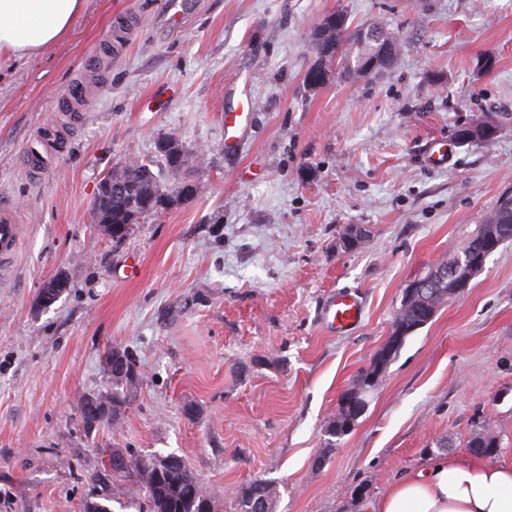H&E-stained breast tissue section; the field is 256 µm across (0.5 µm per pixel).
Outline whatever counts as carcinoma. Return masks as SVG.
I'll use <instances>...</instances> for the list:
<instances>
[{
    "instance_id": "obj_1",
    "label": "carcinoma",
    "mask_w": 512,
    "mask_h": 512,
    "mask_svg": "<svg viewBox=\"0 0 512 512\" xmlns=\"http://www.w3.org/2000/svg\"><path fill=\"white\" fill-rule=\"evenodd\" d=\"M321 23L325 28L315 27L311 33L310 45L315 49V60L310 67L326 66L336 74L354 76L360 74V67L379 51L376 43L361 39L358 30L350 29L346 16L334 12L324 16ZM176 153V164L170 165L167 155H162L165 167L178 175L171 182L162 183L151 169V164L139 159L124 161L115 167L110 175H116L126 186L123 198L110 197L97 192V207L93 208L95 222L100 216L112 221L115 236L112 240H124L132 225L148 214L166 210L189 201L182 195L184 178L180 174L199 164L198 155L189 151L178 140L172 144ZM494 224L512 225V199L503 200L488 213ZM398 351L388 355L376 353L369 368L361 375H374L386 371L396 358ZM117 359L108 366L112 378V390L106 393L85 395L80 402L79 413L82 427L88 433L105 425L120 423L131 399L133 389L139 382L135 360L124 350L116 349ZM355 418L350 410H336L325 423V433L334 438L345 436L346 423ZM497 442L481 427L474 432L469 447L478 455H491L497 451ZM121 452L113 448L101 464L88 476L90 490L84 503V512H112V482L122 477L129 482L127 492L134 500H143L139 512H204V503H210L211 512L217 505L212 500L202 480L191 469L188 461L176 453L148 454L135 456L125 453L128 464L118 466L115 457ZM277 491L272 482L255 479L237 489L235 494L237 512H273Z\"/></svg>"
}]
</instances>
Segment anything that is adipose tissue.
I'll use <instances>...</instances> for the list:
<instances>
[{"label":"adipose tissue","instance_id":"ef3b65f1","mask_svg":"<svg viewBox=\"0 0 512 512\" xmlns=\"http://www.w3.org/2000/svg\"><path fill=\"white\" fill-rule=\"evenodd\" d=\"M85 0H0V56L40 53L61 40ZM373 512H512V463L432 461L396 480Z\"/></svg>","mask_w":512,"mask_h":512}]
</instances>
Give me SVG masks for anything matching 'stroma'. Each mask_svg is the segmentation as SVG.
Listing matches in <instances>:
<instances>
[{"mask_svg":"<svg viewBox=\"0 0 512 512\" xmlns=\"http://www.w3.org/2000/svg\"><path fill=\"white\" fill-rule=\"evenodd\" d=\"M193 2L177 29L162 0H86L56 44L0 57V197L24 224L0 279V512H83L113 447L185 456L220 512L256 478L275 483L274 512H372L398 478L470 456L481 427L511 463L512 243L407 339L335 448L324 424L405 289L512 197V0ZM332 12L396 36L394 67L307 89L308 39ZM76 83L87 118L32 179L17 156ZM240 107L252 120L229 151ZM485 121L492 142L456 139ZM168 134L205 154L195 196L112 242L93 219L101 179L137 158L172 181ZM351 226L369 238L347 250ZM59 271L70 289L36 307ZM341 288L365 305L344 335L320 319ZM115 347L137 393L121 424L84 433L80 400L111 389Z\"/></svg>","mask_w":512,"mask_h":512,"instance_id":"35a3bbf8","label":"stroma"}]
</instances>
